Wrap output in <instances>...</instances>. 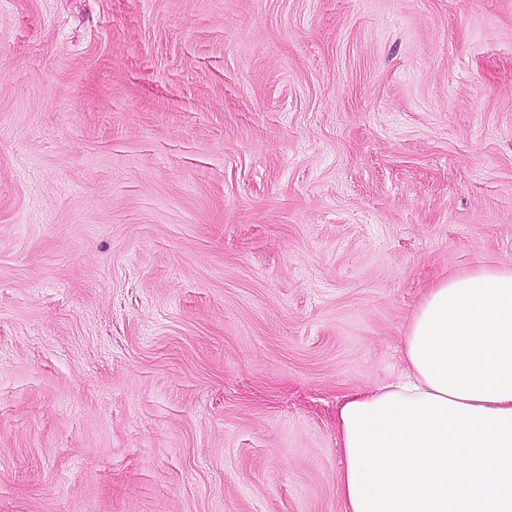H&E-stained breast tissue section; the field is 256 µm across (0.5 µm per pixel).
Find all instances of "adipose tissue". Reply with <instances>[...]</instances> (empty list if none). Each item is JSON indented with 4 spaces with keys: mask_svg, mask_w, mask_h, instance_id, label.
Here are the masks:
<instances>
[{
    "mask_svg": "<svg viewBox=\"0 0 512 512\" xmlns=\"http://www.w3.org/2000/svg\"><path fill=\"white\" fill-rule=\"evenodd\" d=\"M403 360L336 409L345 512H512V264L429 288Z\"/></svg>",
    "mask_w": 512,
    "mask_h": 512,
    "instance_id": "1",
    "label": "adipose tissue"
}]
</instances>
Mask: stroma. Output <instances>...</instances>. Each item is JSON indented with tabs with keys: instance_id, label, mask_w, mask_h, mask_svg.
Here are the masks:
<instances>
[{
	"instance_id": "1",
	"label": "stroma",
	"mask_w": 512,
	"mask_h": 512,
	"mask_svg": "<svg viewBox=\"0 0 512 512\" xmlns=\"http://www.w3.org/2000/svg\"><path fill=\"white\" fill-rule=\"evenodd\" d=\"M509 261L512 0H0V512H343Z\"/></svg>"
}]
</instances>
